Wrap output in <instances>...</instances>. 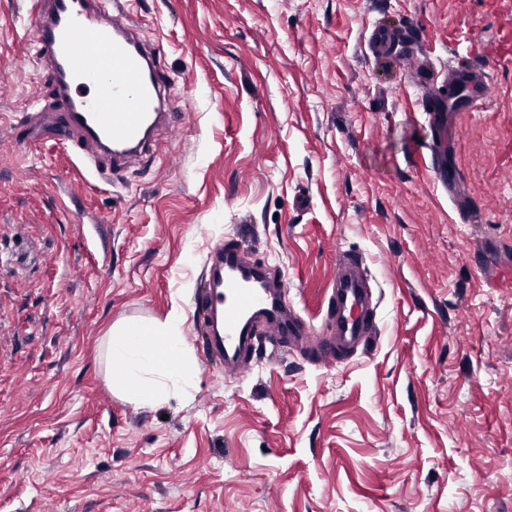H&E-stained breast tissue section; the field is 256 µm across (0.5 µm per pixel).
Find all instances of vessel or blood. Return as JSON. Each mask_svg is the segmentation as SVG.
I'll use <instances>...</instances> for the list:
<instances>
[{
    "mask_svg": "<svg viewBox=\"0 0 512 512\" xmlns=\"http://www.w3.org/2000/svg\"><path fill=\"white\" fill-rule=\"evenodd\" d=\"M30 12L34 56L55 90L50 133L72 142L80 161L95 165L104 158L115 170L147 152L154 132L174 117L171 82L159 68L157 44L142 41L133 20L100 0H32ZM448 79L461 88L468 111L488 95L479 71L452 69ZM360 265L358 257H337L328 304L336 340L348 347L376 332ZM196 307L204 315L211 357L227 365L246 367L254 318L266 317L279 336L310 333L284 303L275 302L263 266L221 242L210 251Z\"/></svg>",
    "mask_w": 512,
    "mask_h": 512,
    "instance_id": "obj_1",
    "label": "vessel or blood"
}]
</instances>
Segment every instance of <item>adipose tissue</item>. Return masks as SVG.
I'll use <instances>...</instances> for the list:
<instances>
[{
	"label": "adipose tissue",
	"instance_id": "ef3b65f1",
	"mask_svg": "<svg viewBox=\"0 0 512 512\" xmlns=\"http://www.w3.org/2000/svg\"><path fill=\"white\" fill-rule=\"evenodd\" d=\"M184 314L173 305L165 320L119 321L104 341L113 392L144 406L189 396L198 366L182 336Z\"/></svg>",
	"mask_w": 512,
	"mask_h": 512
}]
</instances>
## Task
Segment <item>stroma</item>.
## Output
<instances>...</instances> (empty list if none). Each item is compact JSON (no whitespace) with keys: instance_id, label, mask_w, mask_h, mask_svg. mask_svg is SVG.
<instances>
[{"instance_id":"stroma-1","label":"stroma","mask_w":512,"mask_h":512,"mask_svg":"<svg viewBox=\"0 0 512 512\" xmlns=\"http://www.w3.org/2000/svg\"><path fill=\"white\" fill-rule=\"evenodd\" d=\"M181 106L116 176L14 145L52 93L0 0V512H512V57L481 111L429 65L495 46L512 0H135ZM419 48L376 58L375 28ZM446 170L438 179L434 165ZM284 285L327 359H207L195 301L217 241ZM363 260L379 333L339 346L336 258ZM180 304L191 395L113 393L112 323Z\"/></svg>"}]
</instances>
